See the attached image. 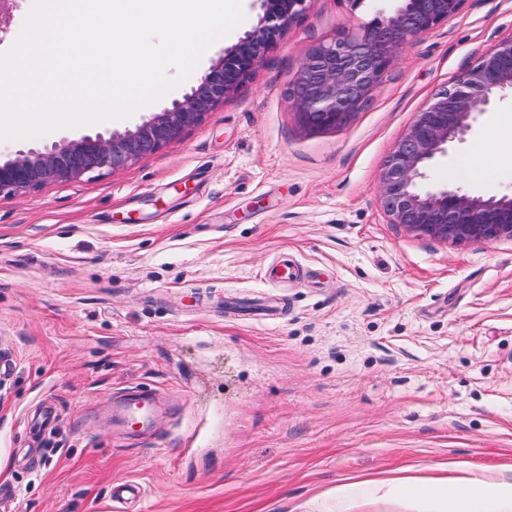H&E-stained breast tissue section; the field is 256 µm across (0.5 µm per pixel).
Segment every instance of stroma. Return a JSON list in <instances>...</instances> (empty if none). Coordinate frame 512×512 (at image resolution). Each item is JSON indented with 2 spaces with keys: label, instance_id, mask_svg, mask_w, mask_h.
Returning <instances> with one entry per match:
<instances>
[{
  "label": "stroma",
  "instance_id": "1",
  "mask_svg": "<svg viewBox=\"0 0 512 512\" xmlns=\"http://www.w3.org/2000/svg\"><path fill=\"white\" fill-rule=\"evenodd\" d=\"M192 75L132 115L0 152L124 131L170 107L252 30L260 0ZM393 0H311L204 121L132 166L0 198V512H325L346 478L448 462L512 478V241L407 234L380 174L433 94L512 36V0L462 11L397 53L337 131L299 123L288 85L315 44ZM512 99L430 171L475 194L512 191ZM291 253L300 280L263 272ZM272 298L274 319L227 305ZM166 396V438L129 445L112 395ZM200 430L197 451L185 437ZM140 488L130 482L114 484L111 490L112 501L120 505L119 509L128 510V505L140 499Z\"/></svg>",
  "mask_w": 512,
  "mask_h": 512
}]
</instances>
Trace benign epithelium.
<instances>
[{
  "label": "benign epithelium",
  "mask_w": 512,
  "mask_h": 512,
  "mask_svg": "<svg viewBox=\"0 0 512 512\" xmlns=\"http://www.w3.org/2000/svg\"><path fill=\"white\" fill-rule=\"evenodd\" d=\"M310 0H261L256 26L214 62L199 84L133 129L50 147L20 149L0 159V196L78 178L95 169L122 170L198 126L262 63L266 52L306 12ZM466 0H398L360 31L312 46L289 83L288 96L311 130L344 126L377 89L397 52L457 16ZM512 96V37L479 54L452 85L436 92L395 143L380 177L381 205L407 233L442 243L512 241V195H473L428 181V169L462 143L479 117Z\"/></svg>",
  "instance_id": "benign-epithelium-1"
}]
</instances>
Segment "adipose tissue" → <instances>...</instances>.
<instances>
[{"label": "adipose tissue", "mask_w": 512, "mask_h": 512, "mask_svg": "<svg viewBox=\"0 0 512 512\" xmlns=\"http://www.w3.org/2000/svg\"><path fill=\"white\" fill-rule=\"evenodd\" d=\"M406 495L426 504L431 512H512V480L477 477H395L361 479L343 485L344 500L368 497L388 500Z\"/></svg>", "instance_id": "adipose-tissue-1"}]
</instances>
